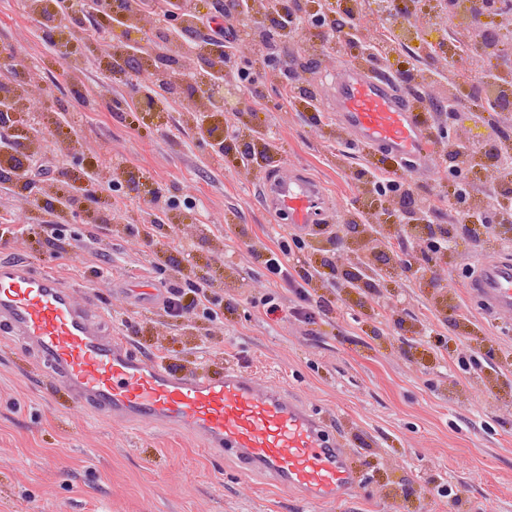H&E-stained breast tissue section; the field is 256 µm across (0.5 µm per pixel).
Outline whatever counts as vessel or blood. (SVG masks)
<instances>
[{"label": "vessel or blood", "instance_id": "vessel-or-blood-1", "mask_svg": "<svg viewBox=\"0 0 512 512\" xmlns=\"http://www.w3.org/2000/svg\"><path fill=\"white\" fill-rule=\"evenodd\" d=\"M333 100L336 120L355 144L427 169L437 162L439 143L420 104L395 78L343 65ZM264 195L291 227L305 231L326 221L328 200L306 176L271 167ZM467 286L497 318H512V259L482 257ZM0 324L37 351L78 403L108 418L197 436L234 455L243 471L268 473L309 503L334 502L357 486L350 449L330 441L326 420L281 386L231 366L199 373L147 359L107 333L89 302L54 275L0 261Z\"/></svg>", "mask_w": 512, "mask_h": 512}]
</instances>
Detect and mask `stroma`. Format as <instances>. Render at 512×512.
Returning a JSON list of instances; mask_svg holds the SVG:
<instances>
[{
  "mask_svg": "<svg viewBox=\"0 0 512 512\" xmlns=\"http://www.w3.org/2000/svg\"><path fill=\"white\" fill-rule=\"evenodd\" d=\"M17 2L0 0V47L24 62L31 110L5 136L22 143L37 189L0 191V212L21 224L62 223L65 241L54 248L0 224V260L60 277L147 358L186 371L230 364L275 379L329 417L353 448L362 483L317 506L265 475L242 474L195 436L103 419L60 389L36 352L0 333V512H512V323L466 288L480 257H512V232L499 225L478 243L458 236L444 261L429 265L416 249L424 228L373 207L357 174L380 155L353 145L324 99L351 61L337 39L314 29L293 49L269 29L235 27L254 46L243 59L258 116L176 95L137 113V76L100 73L137 32L114 29L106 48L64 22L77 52L60 57ZM443 12L428 0L424 13L398 19L379 70L393 72L409 55L417 73L437 78V91L477 84L471 65L414 52L417 28L465 29L458 15L443 23ZM288 81L322 96L319 119L284 105ZM62 109L74 129L66 142L51 136ZM266 134L279 166L318 181L340 219L366 218L341 246L314 229L293 249L287 268L336 264L334 278L315 285L324 311L311 323L293 314L285 293L279 312L267 314L261 255L288 228L265 207L263 171L227 168L216 151L247 139L261 148ZM96 158L98 182L57 215L56 193ZM100 251L108 265L98 266ZM189 281L205 284L215 317H168L147 294Z\"/></svg>",
  "mask_w": 512,
  "mask_h": 512,
  "instance_id": "1",
  "label": "stroma"
}]
</instances>
